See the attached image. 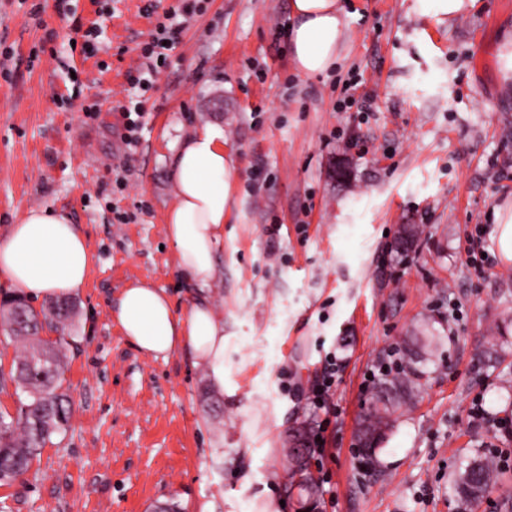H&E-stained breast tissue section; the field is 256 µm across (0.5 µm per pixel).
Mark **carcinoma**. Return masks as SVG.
I'll return each mask as SVG.
<instances>
[{
	"instance_id": "cac0c4a2",
	"label": "carcinoma",
	"mask_w": 512,
	"mask_h": 512,
	"mask_svg": "<svg viewBox=\"0 0 512 512\" xmlns=\"http://www.w3.org/2000/svg\"><path fill=\"white\" fill-rule=\"evenodd\" d=\"M417 237L415 227H404L396 242V251L408 252ZM17 304H6L0 308V319L12 336L28 343L25 353L18 358L9 372L12 380L20 382L28 402L17 410V416L0 412V483L14 480L18 473L28 471L34 458L50 439L51 435L66 429L72 412V404L61 391L64 375V356L58 345L43 341L39 332L47 324L64 329L76 316V307L67 300H56L41 312H36L20 295ZM419 345L407 343L410 361L405 370L386 376L374 389L371 411L359 423L358 436L367 446L365 460L371 461L377 447L386 438L392 427L396 411L411 404L417 392L419 369ZM294 473L299 483L311 495L317 494L315 479L307 466V460L292 453ZM498 479L492 461L474 459L460 471L452 482L453 494L460 501L470 504L480 500L489 486Z\"/></svg>"
}]
</instances>
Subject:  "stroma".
<instances>
[{
	"label": "stroma",
	"instance_id": "35a3bbf8",
	"mask_svg": "<svg viewBox=\"0 0 512 512\" xmlns=\"http://www.w3.org/2000/svg\"><path fill=\"white\" fill-rule=\"evenodd\" d=\"M187 4L130 149L119 104L154 25L141 0H0V237L41 207L96 256L72 326L42 333L65 342L70 424L0 485V512H302L288 438L304 422L328 426L309 461L318 512H512V466L477 505L450 492L487 443L512 448L468 418L479 400L512 419V262L490 240L512 209V0H476L453 20L428 0H340L346 37L316 76L289 62L290 0ZM205 122L223 125L237 164L214 290L220 393L186 351L142 354L115 318L134 281L180 310L193 293L164 219L177 139ZM406 224L418 241L400 257ZM477 233L481 275L467 262ZM414 334L419 394L364 464L366 373ZM330 353L345 367L328 422L288 387L310 386Z\"/></svg>",
	"mask_w": 512,
	"mask_h": 512
}]
</instances>
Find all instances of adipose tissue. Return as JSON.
Returning a JSON list of instances; mask_svg holds the SVG:
<instances>
[{
	"mask_svg": "<svg viewBox=\"0 0 512 512\" xmlns=\"http://www.w3.org/2000/svg\"><path fill=\"white\" fill-rule=\"evenodd\" d=\"M347 22L339 0H290L288 49L294 69L313 76L336 63ZM236 161L224 146V127L204 123L185 131L171 160L174 200L165 231L176 267L195 293L177 313L161 289L143 282L124 288L116 320L150 356L187 350L204 365L216 391L224 389V316L210 297L232 200ZM92 264L87 241L69 217L29 209L0 240V282L30 300L65 298L83 288Z\"/></svg>",
	"mask_w": 512,
	"mask_h": 512,
	"instance_id": "obj_1",
	"label": "adipose tissue"
}]
</instances>
